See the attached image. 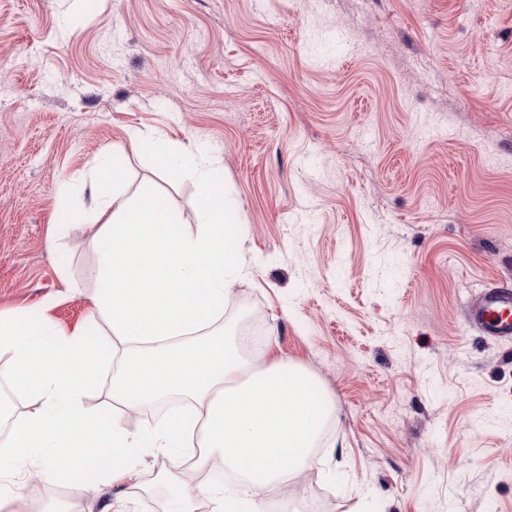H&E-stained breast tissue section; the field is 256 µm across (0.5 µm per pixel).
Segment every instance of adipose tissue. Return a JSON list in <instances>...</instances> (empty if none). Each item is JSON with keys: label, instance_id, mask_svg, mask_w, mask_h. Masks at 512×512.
<instances>
[{"label": "adipose tissue", "instance_id": "ef3b65f1", "mask_svg": "<svg viewBox=\"0 0 512 512\" xmlns=\"http://www.w3.org/2000/svg\"><path fill=\"white\" fill-rule=\"evenodd\" d=\"M199 182L195 228L181 221L159 194L99 191L86 220L94 241L98 293L94 313L73 329L48 316L18 311L0 316V377L32 402L16 421L13 452L0 458V512H31L37 487L26 472L83 490L113 485L164 488L165 512H263L266 494L312 467L309 453L334 405L320 383L280 359L256 368L224 338L223 311L230 275L242 267L234 249L238 226L213 169L192 170ZM105 320L120 362L104 409L86 407L98 383L101 347L90 328ZM183 396L177 413L132 431L129 410ZM209 449L241 472L236 495L196 492L180 473L159 471L142 482L146 457Z\"/></svg>", "mask_w": 512, "mask_h": 512}]
</instances>
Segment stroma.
Returning <instances> with one entry per match:
<instances>
[{
    "instance_id": "35a3bbf8",
    "label": "stroma",
    "mask_w": 512,
    "mask_h": 512,
    "mask_svg": "<svg viewBox=\"0 0 512 512\" xmlns=\"http://www.w3.org/2000/svg\"><path fill=\"white\" fill-rule=\"evenodd\" d=\"M117 150L191 225L215 161L247 271L224 329L335 403L272 512H512V339L464 319L512 289V0H0V313L88 318Z\"/></svg>"
}]
</instances>
